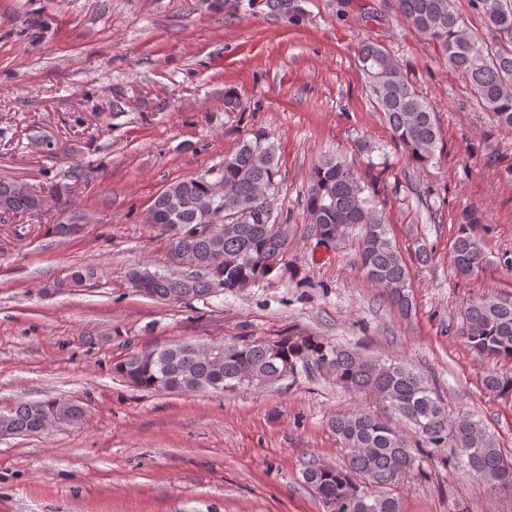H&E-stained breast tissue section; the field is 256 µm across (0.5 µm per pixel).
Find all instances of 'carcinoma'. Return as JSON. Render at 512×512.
Masks as SVG:
<instances>
[{
	"instance_id": "cac0c4a2",
	"label": "carcinoma",
	"mask_w": 512,
	"mask_h": 512,
	"mask_svg": "<svg viewBox=\"0 0 512 512\" xmlns=\"http://www.w3.org/2000/svg\"><path fill=\"white\" fill-rule=\"evenodd\" d=\"M491 34L512 43V0H474ZM399 17L436 43L448 64L469 84L474 96L497 123L512 130V48H496L469 34L451 0H396ZM359 62L371 94L384 112L391 136L407 158L426 164L435 158L441 140L434 112L404 76L402 68L381 46L365 40ZM224 178V235H194L190 228L209 221L201 201L210 174ZM277 175L276 148L270 134L258 129L239 149L224 158L215 172L173 182L154 199L158 224L170 236L169 259L195 261L182 273H161L151 283L152 298L165 302L203 300L214 294L206 268L218 256L224 261V291L234 293L275 272L269 261L280 260L288 247V225L271 222L270 191ZM39 196L16 182L0 180V212L18 215L39 208ZM305 209L319 239L340 237L348 228L360 231L358 257L367 278L380 284L400 310H411L409 270L388 238L385 215L365 196L354 162L323 156L310 176ZM487 223L478 207L457 217L454 269L463 277L482 271L487 262L479 228ZM463 335L481 355L512 362V299L484 296L464 312ZM198 343L176 341L161 348L134 351L112 370L143 391L222 392L240 385L274 384L285 369L312 364L330 373L348 389L367 392L392 413L404 418L421 438L413 445L388 420L361 410L337 415L330 427L348 449L341 466L316 461L303 471L304 482L321 498L328 512H400L399 500L374 493L366 484L386 485L419 468L425 448H450L490 487L512 491V461L507 462L493 436L471 414L448 418L437 389L406 365L366 357L319 336L290 333L275 341L259 339L223 343L220 359L195 353ZM485 389L512 397V375L490 371ZM57 413L59 423L80 425L83 406L62 398L21 402L0 413V435L41 434L40 418Z\"/></svg>"
}]
</instances>
